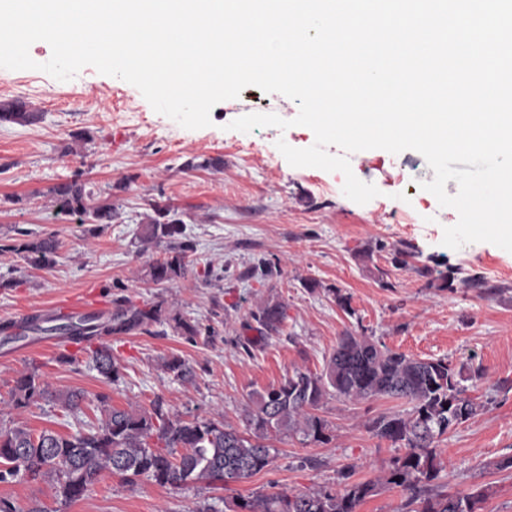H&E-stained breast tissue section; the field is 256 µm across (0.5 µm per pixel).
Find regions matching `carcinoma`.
<instances>
[{"mask_svg":"<svg viewBox=\"0 0 512 512\" xmlns=\"http://www.w3.org/2000/svg\"><path fill=\"white\" fill-rule=\"evenodd\" d=\"M38 119V114L28 111L21 101L0 102V122L31 124ZM49 194L59 212L85 216L94 224L87 230L91 237L97 234L95 225L110 224L115 216L111 197L93 201L94 193L77 179L54 185ZM149 206L153 215L141 225L139 242L144 247L166 242L169 248L164 257L150 264L148 275L155 283H173L186 276L194 244L182 223L169 218V207L157 202ZM17 234L20 238L6 249L19 254L28 267L42 269L56 263L60 248L56 237H33L26 230ZM251 319L254 324H246L247 329L262 339L269 338L280 333L287 308L280 302H268L251 312ZM170 322L186 336L198 335L196 325L179 314L166 313L162 303L139 306L124 296L113 298L112 309L106 312L76 319L35 313L28 317L25 328L78 344L99 341L90 351L92 366L105 380L115 383L122 377L121 366L100 340L149 333L151 327ZM167 369L182 380L194 376L193 368L179 357L169 359ZM463 381L464 368L445 359L415 358L370 336L347 332L321 373L296 368L280 383L255 394L244 432L219 419L186 420L171 413L159 397L148 409L126 410L109 406L108 396L99 394L104 418L83 432L63 436L45 429L35 435L20 423L0 429V483L17 479L49 482L54 496L64 505L85 496L105 470L130 483L146 478L171 487L202 482L227 486L269 467L276 449L268 441L278 435H299L306 443L329 442L330 425L318 414L326 397L350 402L386 397L401 401L407 409L378 416L369 429L380 439L402 443L408 451L392 460L384 479L353 481L349 470L342 473V482L335 488L235 499V512H358L383 484L409 493L408 504H418L415 512H456L457 500L469 503L470 512H476L482 493L448 495L433 485L439 473L436 443L451 426L466 422L477 412L465 395ZM50 396L34 366L15 380L8 405L26 409ZM54 396L61 407L73 411L85 393L72 389Z\"/></svg>","mask_w":512,"mask_h":512,"instance_id":"cac0c4a2","label":"carcinoma"}]
</instances>
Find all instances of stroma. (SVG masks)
Returning a JSON list of instances; mask_svg holds the SVG:
<instances>
[{
	"instance_id": "1",
	"label": "stroma",
	"mask_w": 512,
	"mask_h": 512,
	"mask_svg": "<svg viewBox=\"0 0 512 512\" xmlns=\"http://www.w3.org/2000/svg\"><path fill=\"white\" fill-rule=\"evenodd\" d=\"M19 100L39 113L36 123H0V323L49 309L75 295L111 304L121 294L140 304L162 302L169 313L212 328L185 336L168 326L154 335L115 336L108 345L122 377L110 384L71 343L51 350L33 334L0 345V426L24 423L33 433L72 435L101 416L98 394L121 409L148 407L162 398L173 413L224 420L244 429L255 392L278 384L299 368L321 372L345 332L375 337L391 349L423 359H446L466 371L467 395L477 414L443 435L437 447V484L455 494L484 490L479 512H512V470L496 469L512 456V252L488 242L453 250L443 246L456 210L422 190L433 170L418 152H357L352 170L379 196L358 204L343 193L341 172L291 166L278 140L298 149L313 145L304 126L261 127L244 133L233 120L251 113L295 118L299 108L281 94L250 86L216 104L211 126L189 130L157 113L132 84L82 68L60 81L36 70L0 68V101ZM218 167L202 168L204 160ZM80 178L95 198H111L112 223L89 239L76 218L58 213L50 187ZM21 203H12V196ZM167 204L195 250L185 278L150 281L146 271L163 247L141 248L136 236L150 201ZM56 236L55 265L32 270L6 251L17 230ZM269 262L266 277L250 276ZM451 275V285L428 281L420 268ZM484 285L472 287L470 276ZM349 299L348 308L336 303ZM287 307L281 332L244 344V323L268 302ZM79 366L60 363V355ZM181 357L196 371L183 381L167 370ZM38 366L51 393L81 389L79 410L50 399L25 412L7 406L16 378ZM401 402L327 399L320 411L331 425L326 444L278 436L272 465L228 489L189 484L180 488L141 480L128 484L104 472L92 490L61 506L49 483H0L20 512H227L233 498L336 486L340 474L383 477L400 444L377 438L370 422L401 411Z\"/></svg>"
}]
</instances>
